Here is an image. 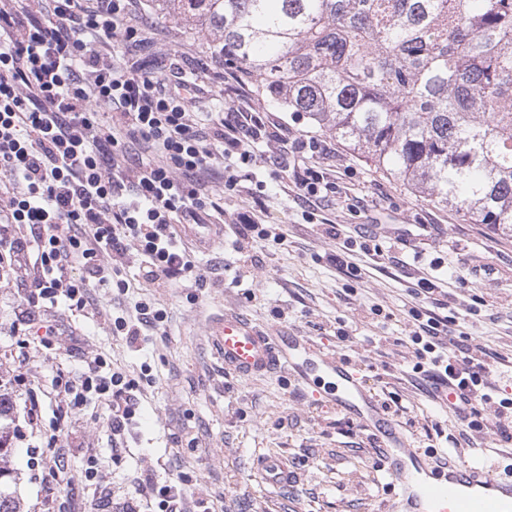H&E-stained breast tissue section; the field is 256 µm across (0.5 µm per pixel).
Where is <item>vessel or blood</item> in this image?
I'll list each match as a JSON object with an SVG mask.
<instances>
[{
	"label": "vessel or blood",
	"mask_w": 512,
	"mask_h": 512,
	"mask_svg": "<svg viewBox=\"0 0 512 512\" xmlns=\"http://www.w3.org/2000/svg\"><path fill=\"white\" fill-rule=\"evenodd\" d=\"M208 332L226 369L242 377L282 372L302 386H324L333 405L383 441L385 471L395 488L391 512H512V474L503 477L454 459L433 465L426 453L409 445L360 374L342 358L315 352L305 337L273 335L236 312L216 318ZM288 473L282 458L262 463L261 478L268 486L287 483Z\"/></svg>",
	"instance_id": "1"
}]
</instances>
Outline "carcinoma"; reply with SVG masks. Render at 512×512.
Wrapping results in <instances>:
<instances>
[{
	"label": "carcinoma",
	"mask_w": 512,
	"mask_h": 512,
	"mask_svg": "<svg viewBox=\"0 0 512 512\" xmlns=\"http://www.w3.org/2000/svg\"><path fill=\"white\" fill-rule=\"evenodd\" d=\"M284 112L512 238V0H149Z\"/></svg>",
	"instance_id": "carcinoma-1"
}]
</instances>
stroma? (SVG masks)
<instances>
[{
	"label": "stroma",
	"mask_w": 512,
	"mask_h": 512,
	"mask_svg": "<svg viewBox=\"0 0 512 512\" xmlns=\"http://www.w3.org/2000/svg\"><path fill=\"white\" fill-rule=\"evenodd\" d=\"M151 22L210 66L211 95L203 106L233 101L219 60L195 30L170 18L155 16ZM330 174L343 192L359 197L360 210L349 213L333 199L322 203L318 213L344 225L349 235L365 233L384 246L397 231L430 224L431 237H409L393 259L373 261L355 252L362 274L355 279L344 276L325 259L335 249V240L327 238L321 226L303 220L304 205L280 171L259 167L248 192H225L220 237L192 252L206 287H153L138 274L136 250H129L122 277L135 292L166 310L163 331L132 345L113 336L102 315L111 307L113 294L98 286L93 297L99 315L86 318L64 306L49 310L61 342L33 352L23 366L6 357L4 347L18 323L25 291L16 280L0 279V384L13 388L16 398L33 388L46 367L77 369L90 351L106 354L113 366L140 381L138 410L125 434L121 459L112 457V434L100 402L89 400L65 419V439L83 438L95 449L106 474L97 493H89L86 460L81 452H73L60 479L65 512H92L98 496L113 502L134 497L131 480L136 476L183 486L223 512H385L392 498L391 480L371 466L379 439L289 375L244 378L226 370L207 324L227 308L238 309L260 327L306 337L317 351L341 356L356 367L411 447L427 450L435 460L454 452L451 444L430 447L427 430L437 426L456 437L462 428L447 405L423 389L412 371V349L400 344L409 334L411 292L430 260L448 262L451 271L437 285L450 293V304L458 310V331L512 361V240L411 194L345 147H337ZM258 197L265 203L261 222L282 225L284 244L270 239L245 244L237 236V213L251 209ZM486 265L494 267V274L479 278V268ZM478 297L484 298V306L469 313ZM354 325L362 340L338 343L337 330ZM373 336L385 337V344L373 347ZM7 425L11 450L1 462L11 476L5 487L17 497L21 512H43V460L22 408H15ZM270 455L288 462L294 472L291 486L274 491L262 482L259 468Z\"/></svg>",
	"instance_id": "1"
}]
</instances>
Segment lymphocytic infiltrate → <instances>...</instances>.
Segmentation results:
<instances>
[{
  "label": "lymphocytic infiltrate",
  "mask_w": 512,
  "mask_h": 512,
  "mask_svg": "<svg viewBox=\"0 0 512 512\" xmlns=\"http://www.w3.org/2000/svg\"><path fill=\"white\" fill-rule=\"evenodd\" d=\"M141 13L139 0H9L0 7V272L19 275L27 320L60 304L95 312V284L128 296L129 283L112 274L131 249L156 287H204L176 227L218 223L224 209L213 199L215 180L237 190L257 162L280 169L310 206L337 193L323 166L335 153L326 140L239 102L197 111L205 89L179 52L160 70L132 61L154 32ZM324 232L338 242L326 260L346 276L361 273L353 248L383 254L379 244L342 240L339 225ZM434 292L433 281L420 278L408 311L414 372L429 389L452 394L450 406L469 433L512 442V396L494 380L497 364L455 334ZM129 304L111 325L132 345L160 330L167 313L142 298ZM139 389L101 354L74 372L46 370L23 412L48 451L49 476L59 477L70 454L61 422L90 396L106 406L112 447L121 451ZM136 493L159 512L208 506L177 485L147 479Z\"/></svg>",
  "instance_id": "lymphocytic-infiltrate-1"
}]
</instances>
